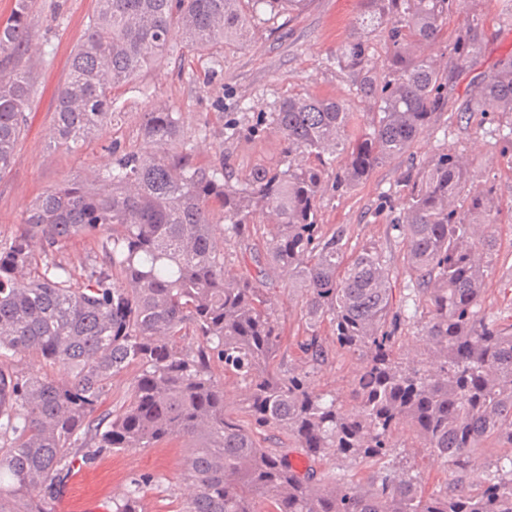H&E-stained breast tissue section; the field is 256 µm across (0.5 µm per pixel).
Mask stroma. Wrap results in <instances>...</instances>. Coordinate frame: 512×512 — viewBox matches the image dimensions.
<instances>
[{"label":"stroma","mask_w":512,"mask_h":512,"mask_svg":"<svg viewBox=\"0 0 512 512\" xmlns=\"http://www.w3.org/2000/svg\"><path fill=\"white\" fill-rule=\"evenodd\" d=\"M36 7L31 38L44 52L31 64L36 84L26 130L9 169L0 175V238L10 236L33 200L45 190L110 162L108 144H116L123 152L137 149L141 114L158 101L179 113L193 162H223L236 178L282 160L286 144L274 129L257 136L249 129L261 115L276 111L289 94L305 92L333 98L362 121L372 118L369 103L353 91L352 76L336 66V50L348 36L347 22L356 14L358 0H309L303 11L283 12L271 22L258 24L247 48L217 47L182 59L174 56L142 72L117 92L114 109L119 117L105 137L54 147L49 134L57 92L95 10V0H36ZM474 7L485 24V48L478 61L463 72L431 127L408 152L376 167L356 187L327 190L318 202L319 223L327 228L347 225L352 250L372 243L386 255L393 306L411 316L410 322L402 325L395 345L396 354L406 360L423 351L424 340L420 323L412 317L409 272L403 262L405 245L390 227L392 214L386 196L398 189L409 165L426 164L443 148L459 149L477 180L495 187L497 221L489 228L492 270L481 310L493 319H512V160L506 155V143L492 135L497 119L478 114L464 122L458 113L470 84L487 74L497 59L512 53V27L499 23L497 0H475ZM228 120L242 128L239 139L225 140L224 123ZM273 281L282 331L278 362L282 369L295 370L301 366L297 343L307 332L302 319L305 298L301 289L291 287L286 270L275 271ZM319 333L327 358L310 372L308 384L317 392L347 399L358 360L337 352L330 324H322ZM252 434L262 446L287 451L291 460L324 479L357 482L367 474L364 465L345 459L307 456L284 432L256 426ZM397 451L411 460L427 490L449 483V468L428 456L412 433L398 434ZM185 457L180 440L104 454L91 466L76 469L65 492L51 507L53 512H110L113 497L122 495L132 478L148 474L154 481L142 497L145 512H179L190 492L182 480Z\"/></svg>","instance_id":"35a3bbf8"}]
</instances>
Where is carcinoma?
<instances>
[{
    "mask_svg": "<svg viewBox=\"0 0 512 512\" xmlns=\"http://www.w3.org/2000/svg\"><path fill=\"white\" fill-rule=\"evenodd\" d=\"M307 0H96L68 76L58 90L52 139L101 137L117 89L179 49L244 47L252 23L277 6ZM465 0H359L336 67L374 118L363 128L330 98L296 96L271 113L288 159L233 182L224 163L195 164L178 113H142V147L42 193L17 231L0 240V512H50L77 466L106 452L187 442L181 512H512V455L480 479L475 461L488 441L512 447V323L481 315L496 223L494 186L475 184L454 147L408 168L394 194L391 228L403 236L414 302L422 304L425 357L395 354L402 312L392 307L386 256L364 245L350 262L346 226L317 221L326 188L359 184L405 153L448 104L455 76L475 63L485 40L467 16L443 63L422 52L437 43ZM35 0H20L0 33V173L11 164L33 89L23 64L37 52ZM384 31L381 74L366 68L368 30ZM512 116V54L469 88L460 118ZM342 158L334 177L329 166ZM277 225L259 234L257 209ZM224 235L262 242L268 264L288 269L306 292L307 336L300 370L277 364L281 333L269 275L260 259L226 268ZM83 237L92 254L81 270L58 257ZM334 327L337 347L361 360L352 404L310 389L309 370L326 357L317 327ZM192 332L197 347L180 338ZM28 356L63 370L27 377ZM245 381L243 411L313 456L368 465L363 482L324 481L258 444L227 413L215 370ZM134 371L126 404L101 409L112 378ZM407 429L450 467L452 482L425 491L413 465L395 455ZM152 476L112 498V512H143Z\"/></svg>",
    "mask_w": 512,
    "mask_h": 512,
    "instance_id": "1",
    "label": "carcinoma"
}]
</instances>
